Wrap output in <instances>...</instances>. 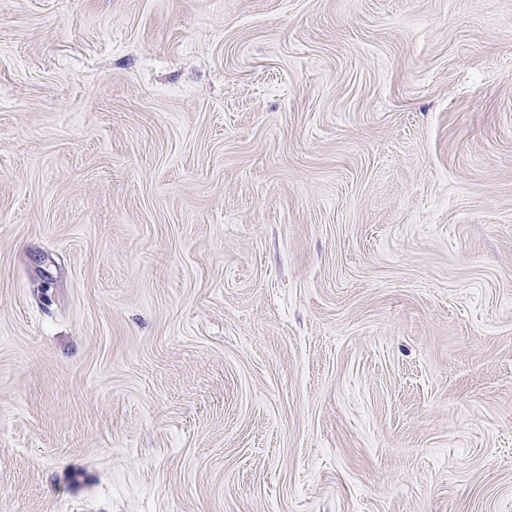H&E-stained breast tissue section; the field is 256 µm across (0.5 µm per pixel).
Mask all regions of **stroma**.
<instances>
[{"label": "stroma", "mask_w": 512, "mask_h": 512, "mask_svg": "<svg viewBox=\"0 0 512 512\" xmlns=\"http://www.w3.org/2000/svg\"><path fill=\"white\" fill-rule=\"evenodd\" d=\"M0 512H512V0H0Z\"/></svg>", "instance_id": "stroma-1"}]
</instances>
